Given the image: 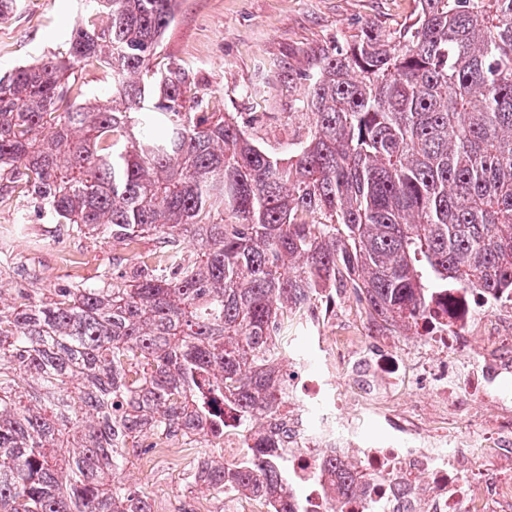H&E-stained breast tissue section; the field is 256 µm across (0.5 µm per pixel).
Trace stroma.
Instances as JSON below:
<instances>
[{"mask_svg":"<svg viewBox=\"0 0 512 512\" xmlns=\"http://www.w3.org/2000/svg\"><path fill=\"white\" fill-rule=\"evenodd\" d=\"M414 7V0H177L175 18L142 79L151 81L169 62H177L208 111L262 117L257 137L279 148L288 141V114L311 66L324 54L347 47L363 27L394 35ZM82 13L80 0H21L16 12L0 20V73L61 48ZM160 249L159 240L151 237L131 254L50 220L25 194L0 198V300L6 302L16 288L110 282ZM371 332L352 296H345L337 312L317 306L286 322L281 372L305 388L311 365L325 366L336 337ZM460 415L469 424L459 428V435L481 443L486 424L512 420V405L483 401ZM178 454L176 465L160 461L149 466L145 453H135L124 469L125 483L145 493L154 512H195L203 500L212 512H222L223 499L208 498L189 481L194 449L182 448Z\"/></svg>","mask_w":512,"mask_h":512,"instance_id":"35a3bbf8","label":"stroma"}]
</instances>
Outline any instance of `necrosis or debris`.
<instances>
[{"mask_svg": "<svg viewBox=\"0 0 512 512\" xmlns=\"http://www.w3.org/2000/svg\"><path fill=\"white\" fill-rule=\"evenodd\" d=\"M496 299L461 290L440 297L434 321L420 324L419 342L429 355L422 376H435L430 393L435 415L447 417L460 405L484 398L512 402V368L471 347L473 320L495 307ZM470 351L474 369L458 379L450 361ZM349 385L333 396L329 382L316 377L305 390L285 386L286 415L272 419L276 451L288 466V486L305 487L301 512H469L489 503L491 512H512V478L490 475L480 448L456 435L427 437L418 448L400 444L404 418L385 416V432L367 438L356 423L354 404L382 401L388 389L405 383L401 360L344 337L337 348ZM351 472L353 482L342 479Z\"/></svg>", "mask_w": 512, "mask_h": 512, "instance_id": "4bbe7bcc", "label": "necrosis or debris"}]
</instances>
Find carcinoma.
Listing matches in <instances>:
<instances>
[{"label":"carcinoma","instance_id":"obj_1","mask_svg":"<svg viewBox=\"0 0 512 512\" xmlns=\"http://www.w3.org/2000/svg\"><path fill=\"white\" fill-rule=\"evenodd\" d=\"M175 0H84L107 17L0 76V195L154 265L102 287L0 301V512H153L119 477L149 433L224 447V407L279 409L285 316L350 287L377 329L412 330L450 289L512 295V0H416L411 22L323 55L304 138L268 152L208 112L173 63L136 79ZM90 64L105 101H78ZM211 494L285 485L263 429Z\"/></svg>","mask_w":512,"mask_h":512}]
</instances>
